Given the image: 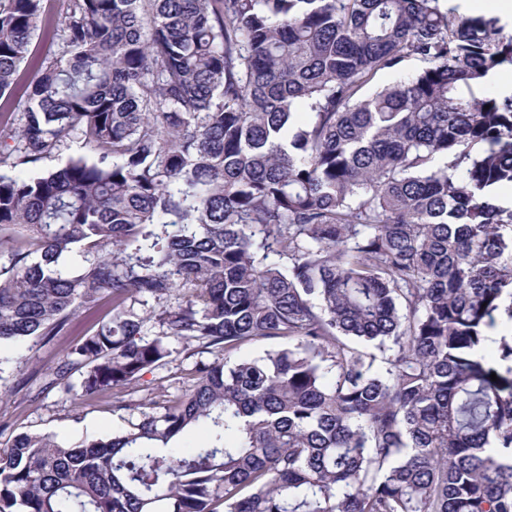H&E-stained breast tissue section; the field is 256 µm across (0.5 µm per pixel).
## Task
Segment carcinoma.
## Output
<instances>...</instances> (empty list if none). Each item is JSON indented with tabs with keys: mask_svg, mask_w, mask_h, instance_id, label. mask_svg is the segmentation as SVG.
Masks as SVG:
<instances>
[{
	"mask_svg": "<svg viewBox=\"0 0 512 512\" xmlns=\"http://www.w3.org/2000/svg\"><path fill=\"white\" fill-rule=\"evenodd\" d=\"M41 9L0 0V96ZM504 30L455 0H69L0 123V380L105 298L48 388L124 409L170 338L213 360L108 439L18 435L0 512H512ZM181 288L144 337L135 304ZM260 339L288 346L240 357Z\"/></svg>",
	"mask_w": 512,
	"mask_h": 512,
	"instance_id": "obj_1",
	"label": "carcinoma"
}]
</instances>
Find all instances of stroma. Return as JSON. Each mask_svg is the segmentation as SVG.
I'll use <instances>...</instances> for the list:
<instances>
[{
    "instance_id": "35a3bbf8",
    "label": "stroma",
    "mask_w": 512,
    "mask_h": 512,
    "mask_svg": "<svg viewBox=\"0 0 512 512\" xmlns=\"http://www.w3.org/2000/svg\"><path fill=\"white\" fill-rule=\"evenodd\" d=\"M68 0H43L38 27L29 45V58L16 73L14 96L0 98V114L16 115L20 94L30 82L36 61L48 53L63 19ZM168 363L143 375L127 397L128 408L116 409L111 399L95 400L75 406L57 392L46 391L48 380L43 367L58 355L59 345L32 344L11 370L0 378V389L9 394L0 405V448L10 445L21 433L51 434L57 440L71 441L83 436L111 437L118 430L130 428L139 419L138 403L146 399L157 402L180 396L191 384L190 373L203 361L199 348L173 342Z\"/></svg>"
}]
</instances>
